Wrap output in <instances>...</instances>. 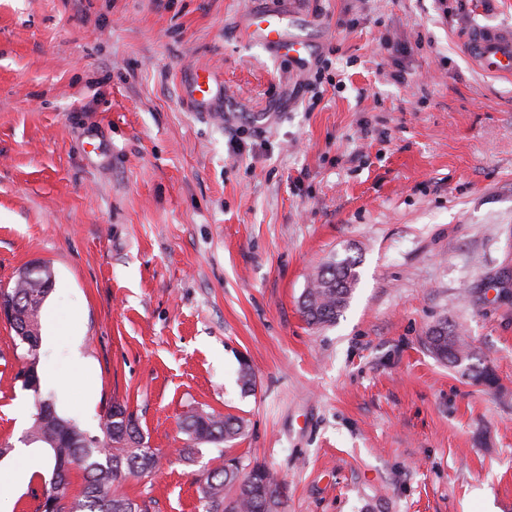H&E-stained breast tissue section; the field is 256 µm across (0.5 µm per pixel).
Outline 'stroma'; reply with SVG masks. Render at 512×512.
<instances>
[{"label": "stroma", "instance_id": "35a3bbf8", "mask_svg": "<svg viewBox=\"0 0 512 512\" xmlns=\"http://www.w3.org/2000/svg\"><path fill=\"white\" fill-rule=\"evenodd\" d=\"M252 3L0 0V287L50 266L60 339L33 392L0 322V443L22 401L93 436L120 404L160 463L117 491L149 512H204L231 457L285 512H512V78L463 50L512 0H300L305 67L249 41ZM198 68L222 120L183 94ZM348 255V307L308 325L311 276ZM446 318L497 387L427 350ZM194 407L244 434L180 456Z\"/></svg>", "mask_w": 512, "mask_h": 512}]
</instances>
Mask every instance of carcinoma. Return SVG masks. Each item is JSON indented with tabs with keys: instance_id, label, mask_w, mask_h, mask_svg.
Segmentation results:
<instances>
[{
	"instance_id": "cac0c4a2",
	"label": "carcinoma",
	"mask_w": 512,
	"mask_h": 512,
	"mask_svg": "<svg viewBox=\"0 0 512 512\" xmlns=\"http://www.w3.org/2000/svg\"><path fill=\"white\" fill-rule=\"evenodd\" d=\"M360 260L353 256L332 258L313 275L300 300V311L312 326L331 325L348 306L359 281ZM9 296L34 324H40L42 304L46 300L39 277L15 284ZM427 349L462 375L487 387L497 386L494 371L474 362L475 353L465 341L459 324L444 320L428 329ZM183 429L192 444L227 443L245 430L238 417L192 408L186 414ZM52 460L49 486L43 492L41 512H143L141 505L112 487L129 478L156 470L159 456L144 440L137 420L128 413L126 430L112 429V412L106 413L102 436H90L72 419L59 414L46 416L37 408L24 441L43 444ZM83 471L84 487L80 495L68 498V477L72 468ZM201 494L205 512H284L282 485L267 467L256 464L245 471L235 459L202 474Z\"/></svg>"
}]
</instances>
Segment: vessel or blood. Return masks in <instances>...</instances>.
<instances>
[{"label": "vessel or blood", "mask_w": 512, "mask_h": 512, "mask_svg": "<svg viewBox=\"0 0 512 512\" xmlns=\"http://www.w3.org/2000/svg\"><path fill=\"white\" fill-rule=\"evenodd\" d=\"M294 27L295 17L290 11L265 6L260 0L246 17L245 31L251 42L304 63L312 58L314 46L308 37L295 32ZM465 50L485 73L512 75V30L492 26L475 29L465 42ZM185 88L202 112L215 111L225 98L223 83L212 73L191 71Z\"/></svg>", "instance_id": "vessel-or-blood-1"}]
</instances>
